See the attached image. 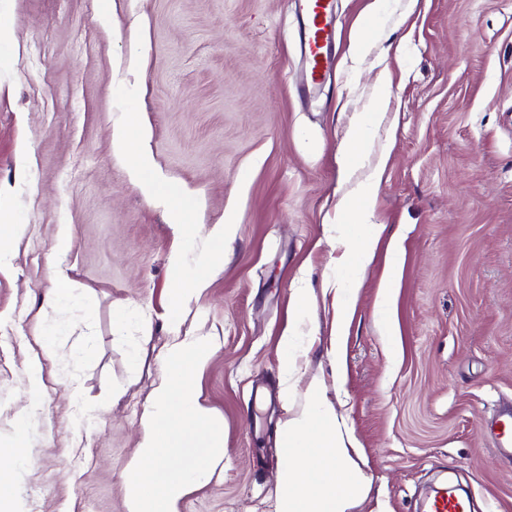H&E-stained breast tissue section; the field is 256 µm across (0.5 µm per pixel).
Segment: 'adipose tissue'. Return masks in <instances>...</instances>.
Listing matches in <instances>:
<instances>
[{"instance_id": "1", "label": "adipose tissue", "mask_w": 512, "mask_h": 512, "mask_svg": "<svg viewBox=\"0 0 512 512\" xmlns=\"http://www.w3.org/2000/svg\"><path fill=\"white\" fill-rule=\"evenodd\" d=\"M387 98L388 77L383 74L375 88L374 107L354 113L351 118L343 147L346 160L360 156L365 133L381 121L377 107ZM380 175V168H373L367 179L355 188L359 207H352L346 197L337 205L338 214H355L356 228L349 231L341 224L332 227L334 248L340 251L342 260L352 263L354 272L359 275L370 265L385 231L384 225L368 221L372 212L370 200L376 193ZM314 301V291L307 285L301 283L293 288L296 319L280 340L283 391L287 394L296 389L301 371L296 336L303 334L313 341L319 332L317 323L309 319ZM348 321V314H341L331 327L326 349L332 367L331 377L319 374L309 378L303 405L296 410L286 409L279 424L283 465L277 476L276 512H352L369 492L371 482L359 464L361 456L357 440L328 396L329 383L342 381V353Z\"/></svg>"}]
</instances>
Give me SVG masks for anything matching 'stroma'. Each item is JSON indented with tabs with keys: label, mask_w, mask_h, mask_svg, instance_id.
<instances>
[{
	"label": "stroma",
	"mask_w": 512,
	"mask_h": 512,
	"mask_svg": "<svg viewBox=\"0 0 512 512\" xmlns=\"http://www.w3.org/2000/svg\"><path fill=\"white\" fill-rule=\"evenodd\" d=\"M388 2L374 17L370 0H336L334 68L307 99L298 0H0V211L16 232L0 331L20 337L0 343V448L28 410L16 512H127L142 414L187 336L211 343L196 388L224 423V458L180 512H275L278 424L304 401L282 395L291 287L304 267L316 289L349 274L330 226L369 168L342 183L339 149L383 71L386 115L366 133L370 162L386 159L373 221L399 232L404 262L388 268L378 248L354 293L317 296L303 374H329L324 342L349 306L335 405L372 479L354 512H419L448 481L473 512H512V459L485 430L512 403V0ZM139 122L158 192L194 212L147 197L114 153V127ZM209 251L219 269L175 311L173 282ZM55 266L85 304L47 326ZM47 329L35 395L26 356Z\"/></svg>",
	"instance_id": "stroma-1"
}]
</instances>
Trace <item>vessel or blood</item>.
I'll return each instance as SVG.
<instances>
[{
  "mask_svg": "<svg viewBox=\"0 0 512 512\" xmlns=\"http://www.w3.org/2000/svg\"><path fill=\"white\" fill-rule=\"evenodd\" d=\"M300 11L304 25L307 69L300 85L302 94H309L321 83L330 68V48L336 34L334 0H301ZM499 431L495 445L500 453L512 456V405L503 407L496 415ZM469 503L445 488L437 489L425 502L422 512H468Z\"/></svg>",
  "mask_w": 512,
  "mask_h": 512,
  "instance_id": "1",
  "label": "vessel or blood"
}]
</instances>
